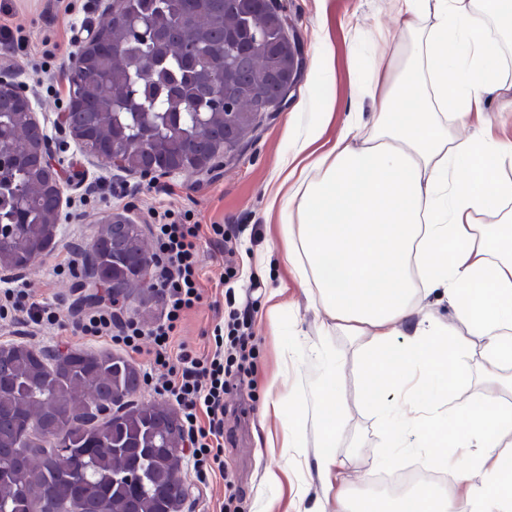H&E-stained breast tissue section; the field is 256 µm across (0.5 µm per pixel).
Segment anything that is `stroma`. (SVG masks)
<instances>
[{"mask_svg": "<svg viewBox=\"0 0 512 512\" xmlns=\"http://www.w3.org/2000/svg\"><path fill=\"white\" fill-rule=\"evenodd\" d=\"M286 2L304 56L303 79L287 106L264 113L257 129L242 139L223 166L197 176L151 182L88 157L56 127L69 96L64 67L88 27L101 19L97 0H0V24L8 25L13 37L12 44H0V69H13L26 84L53 154L62 160L61 175L74 181L65 193L64 217L48 251L23 275L34 298L72 310L80 307L84 291L79 278L52 275L51 267L70 249H88L102 219L110 214L146 225L155 210L187 212L200 224L224 225L231 237L230 258L202 243L204 300L187 314L177 340L202 349L206 331L230 311L247 308L252 313L246 371L232 379L224 396V461L234 487L226 489L220 477L200 483L190 459H183L182 512H219L228 497L238 512H261L270 500L280 512H298L301 504H312L320 490L313 454L320 445L318 427L324 411L319 393L324 386L342 398L336 412V451L349 459L343 477L354 494L366 492L367 475L421 464L413 451L392 446V423L373 408L360 372L362 339L340 330L321 335L317 302L308 287L281 266L280 233L267 219V189L277 178L281 160L299 147L307 131L323 127L320 145L327 148L342 135L350 113L373 111L371 100L350 101L349 87L364 76L367 58L388 51L390 38L400 33L398 18L391 0ZM327 67L332 70L328 79L322 76ZM505 103L499 92L486 94L480 114L456 128V135L468 137L487 128L512 143V112L505 111ZM228 258L236 272L229 280L224 277ZM7 341L53 353L106 346L105 341H88L67 331L5 325L0 327V344ZM285 351L294 360L286 382L294 399L273 412L268 386ZM458 363L469 378L449 389V404L495 395L502 404L512 405V392L485 380L478 339L469 338ZM295 413L301 420L294 431L308 452L300 461L287 460L282 448L270 447L268 439ZM270 471L280 474V482H266Z\"/></svg>", "mask_w": 512, "mask_h": 512, "instance_id": "1", "label": "stroma"}]
</instances>
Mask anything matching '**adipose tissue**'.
<instances>
[{"label": "adipose tissue", "mask_w": 512, "mask_h": 512, "mask_svg": "<svg viewBox=\"0 0 512 512\" xmlns=\"http://www.w3.org/2000/svg\"><path fill=\"white\" fill-rule=\"evenodd\" d=\"M401 35L373 60L350 98H372L366 137L360 113L323 153L283 160L270 208L279 214L282 261L315 288L321 331L368 337L361 372L392 394L383 410L411 407V446L452 487L420 485L392 502L339 493L336 512H512V408L497 398L444 407L466 344L454 326L418 313V290L448 302L457 324L482 343L484 374L512 390V144L482 134L454 138L482 95L501 87L475 0H393ZM434 7L438 20L418 27ZM489 212L493 223L478 221ZM409 341L395 351V322ZM346 467L334 422L321 428L317 478L332 490ZM481 483H474V474Z\"/></svg>", "instance_id": "obj_1"}]
</instances>
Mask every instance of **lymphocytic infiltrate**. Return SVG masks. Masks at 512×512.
Listing matches in <instances>:
<instances>
[{"mask_svg":"<svg viewBox=\"0 0 512 512\" xmlns=\"http://www.w3.org/2000/svg\"><path fill=\"white\" fill-rule=\"evenodd\" d=\"M150 226L154 242V278L164 311L150 328L134 318H120L117 312L97 310L78 318L63 315L52 302L33 298L28 284L12 280L0 289V321L33 323L39 327L62 329L91 340L105 339L130 354H144L165 374L145 373L144 380L155 395L174 400L183 430L190 444L193 468L201 479L226 475L224 463V393L230 369L224 363L225 346H244L242 333L225 334L214 326L212 348L200 353L187 346L173 348L186 313L203 301L198 253L202 240L215 246L224 243L220 224L202 228L190 217L171 212L157 213Z\"/></svg>","mask_w":512,"mask_h":512,"instance_id":"f902f5d3","label":"lymphocytic infiltrate"}]
</instances>
